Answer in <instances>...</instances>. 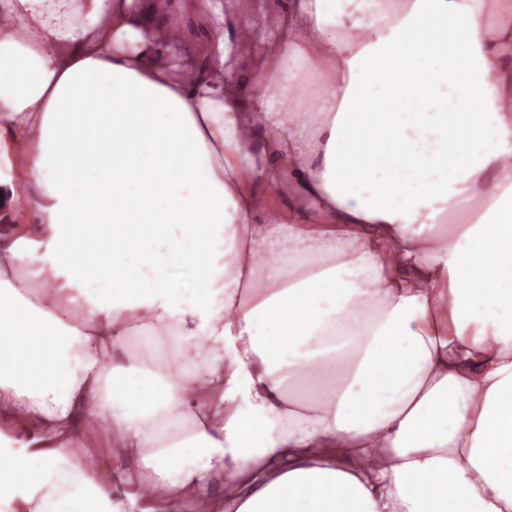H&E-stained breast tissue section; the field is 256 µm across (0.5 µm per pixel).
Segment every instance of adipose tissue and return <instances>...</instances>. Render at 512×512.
<instances>
[{
  "label": "adipose tissue",
  "mask_w": 512,
  "mask_h": 512,
  "mask_svg": "<svg viewBox=\"0 0 512 512\" xmlns=\"http://www.w3.org/2000/svg\"><path fill=\"white\" fill-rule=\"evenodd\" d=\"M192 7L0 0V512H512V0Z\"/></svg>",
  "instance_id": "obj_1"
}]
</instances>
